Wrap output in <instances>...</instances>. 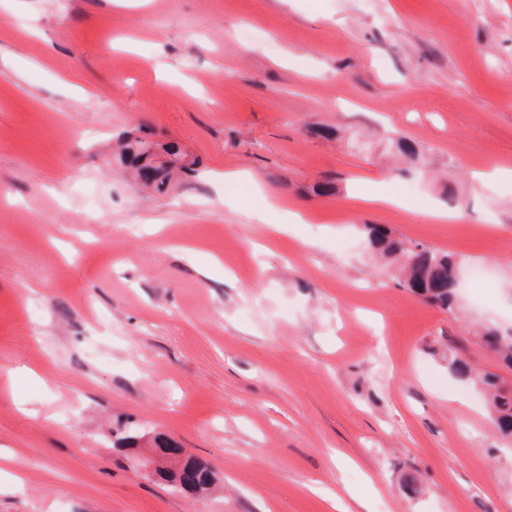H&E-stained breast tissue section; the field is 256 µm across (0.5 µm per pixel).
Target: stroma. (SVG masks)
Segmentation results:
<instances>
[{
	"mask_svg": "<svg viewBox=\"0 0 512 512\" xmlns=\"http://www.w3.org/2000/svg\"><path fill=\"white\" fill-rule=\"evenodd\" d=\"M129 133L195 172L136 185ZM497 169L512 0H0V512H512V443L448 370L512 389L473 334L512 323ZM367 224L454 253L458 310ZM127 421L214 488L135 465ZM190 470L195 472L193 482L190 485H184L183 484L184 475H183L180 478V480H178L181 487L192 489L194 486H196L193 490L207 489L208 486L212 482L213 473L205 465H203L189 457L187 460V463H186L185 472L190 471ZM185 472H184V474H185ZM181 489H183V488H181Z\"/></svg>",
	"mask_w": 512,
	"mask_h": 512,
	"instance_id": "35a3bbf8",
	"label": "stroma"
}]
</instances>
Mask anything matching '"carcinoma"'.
<instances>
[{
	"instance_id": "carcinoma-1",
	"label": "carcinoma",
	"mask_w": 512,
	"mask_h": 512,
	"mask_svg": "<svg viewBox=\"0 0 512 512\" xmlns=\"http://www.w3.org/2000/svg\"><path fill=\"white\" fill-rule=\"evenodd\" d=\"M120 158L132 169L137 178L156 191H163L176 172L195 171L196 161L174 144L158 146L139 136L119 138ZM371 249L383 258L401 260L404 288L426 302L448 311L457 307L459 288V263L446 252L421 243L397 238L387 229L365 225ZM479 338L487 349L496 354L508 368L512 367V329L497 325L483 328ZM448 370L457 379L476 381L489 395L493 410V424L504 438L512 439V393L502 387L499 375L477 370L468 359L452 356ZM185 470L194 471L193 482L188 488L204 490L212 482L213 473L203 464L190 458Z\"/></svg>"
}]
</instances>
